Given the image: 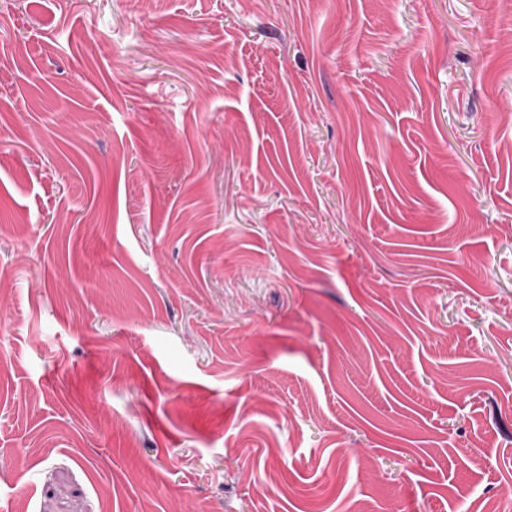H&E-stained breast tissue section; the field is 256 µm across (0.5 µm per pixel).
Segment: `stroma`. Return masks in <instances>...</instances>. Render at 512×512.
I'll list each match as a JSON object with an SVG mask.
<instances>
[{"label":"stroma","mask_w":512,"mask_h":512,"mask_svg":"<svg viewBox=\"0 0 512 512\" xmlns=\"http://www.w3.org/2000/svg\"><path fill=\"white\" fill-rule=\"evenodd\" d=\"M512 0H0V512H512Z\"/></svg>","instance_id":"1"}]
</instances>
